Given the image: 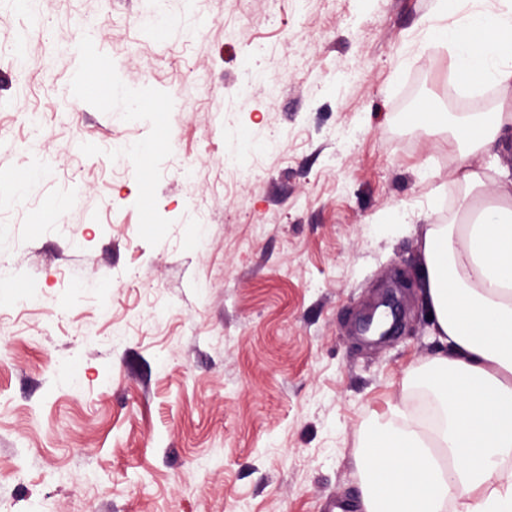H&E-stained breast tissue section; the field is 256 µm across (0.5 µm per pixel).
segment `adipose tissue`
I'll return each mask as SVG.
<instances>
[{
	"mask_svg": "<svg viewBox=\"0 0 512 512\" xmlns=\"http://www.w3.org/2000/svg\"><path fill=\"white\" fill-rule=\"evenodd\" d=\"M426 41L447 49L467 85L512 89V0H457L452 15L425 19ZM421 125L453 124L458 170L492 190L459 224L423 234L421 288L444 346L423 380L437 414L430 430L373 420L360 451L362 512H512V173L491 181L468 159L512 136V107L419 113Z\"/></svg>",
	"mask_w": 512,
	"mask_h": 512,
	"instance_id": "1",
	"label": "adipose tissue"
}]
</instances>
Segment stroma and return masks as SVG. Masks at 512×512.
Returning a JSON list of instances; mask_svg holds the SVG:
<instances>
[{"instance_id": "1", "label": "stroma", "mask_w": 512, "mask_h": 512, "mask_svg": "<svg viewBox=\"0 0 512 512\" xmlns=\"http://www.w3.org/2000/svg\"><path fill=\"white\" fill-rule=\"evenodd\" d=\"M41 2L0 0V512H360L441 347L421 236L474 194L412 118L453 110L435 0Z\"/></svg>"}]
</instances>
